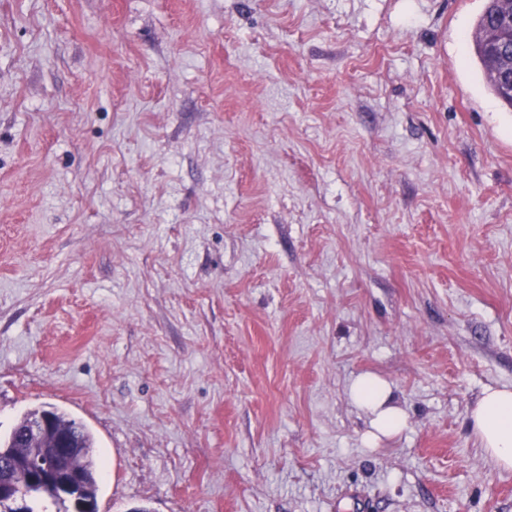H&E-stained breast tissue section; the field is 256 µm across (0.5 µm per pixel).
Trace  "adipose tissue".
<instances>
[{
  "label": "adipose tissue",
  "mask_w": 512,
  "mask_h": 512,
  "mask_svg": "<svg viewBox=\"0 0 512 512\" xmlns=\"http://www.w3.org/2000/svg\"><path fill=\"white\" fill-rule=\"evenodd\" d=\"M349 396L369 418L363 435L366 447H378L382 438L404 429L406 413L387 381L370 374L359 376L351 384ZM468 425L494 467L512 470V388L483 390L468 415Z\"/></svg>",
  "instance_id": "1"
}]
</instances>
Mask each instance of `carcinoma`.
Returning a JSON list of instances; mask_svg holds the SVG:
<instances>
[{
	"mask_svg": "<svg viewBox=\"0 0 512 512\" xmlns=\"http://www.w3.org/2000/svg\"><path fill=\"white\" fill-rule=\"evenodd\" d=\"M499 0H488L484 11L476 20L473 32V48L482 68L485 79L491 90L505 103L512 106V99L505 97L497 86L494 75V61L489 50L495 46L506 43L512 44V25L498 21L496 14ZM49 413L52 424L50 430L42 438L27 444L21 440L27 424L43 413ZM69 439L68 450H62V440ZM94 445L90 432L75 419L56 409L45 411L35 409L24 414L15 424L10 434L0 438V475L9 471L10 477L21 489L24 499L28 503L27 512H48L49 506H54L56 512H71L70 503L56 494V487L44 485L38 488H28L24 475L13 469H7L14 458L26 457L50 460L57 455L63 456V478L76 476L80 481V491L83 499L88 503H97L98 484L96 470L92 458L89 457Z\"/></svg>",
	"mask_w": 512,
	"mask_h": 512,
	"instance_id": "1",
	"label": "carcinoma"
}]
</instances>
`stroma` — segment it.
<instances>
[{"label": "stroma", "mask_w": 512, "mask_h": 512, "mask_svg": "<svg viewBox=\"0 0 512 512\" xmlns=\"http://www.w3.org/2000/svg\"><path fill=\"white\" fill-rule=\"evenodd\" d=\"M484 7L0 0V435L85 424L98 512H512L467 420L512 387ZM349 396L369 418L370 428L363 435L366 447L376 448L382 437H391L404 429L406 413L397 404L387 381L370 374L361 375L351 384Z\"/></svg>", "instance_id": "1"}]
</instances>
